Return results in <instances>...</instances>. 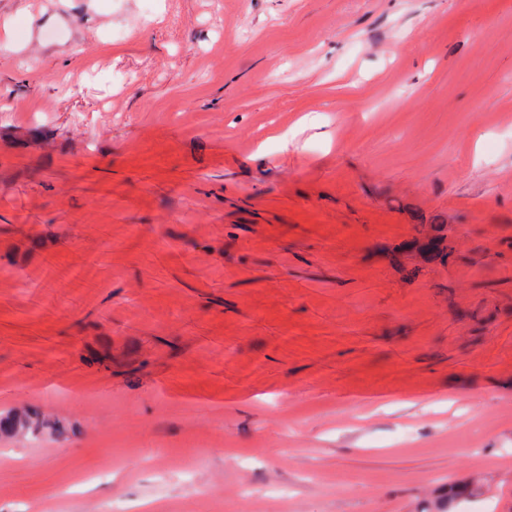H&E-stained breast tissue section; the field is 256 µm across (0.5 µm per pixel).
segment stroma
<instances>
[{"mask_svg": "<svg viewBox=\"0 0 512 512\" xmlns=\"http://www.w3.org/2000/svg\"><path fill=\"white\" fill-rule=\"evenodd\" d=\"M4 23L0 512H512V0ZM27 417L31 424H34L39 430V434L49 435L58 440H68L70 429L66 427L61 421L50 422L41 417L40 409L30 407L27 411Z\"/></svg>", "mask_w": 512, "mask_h": 512, "instance_id": "obj_1", "label": "stroma"}]
</instances>
